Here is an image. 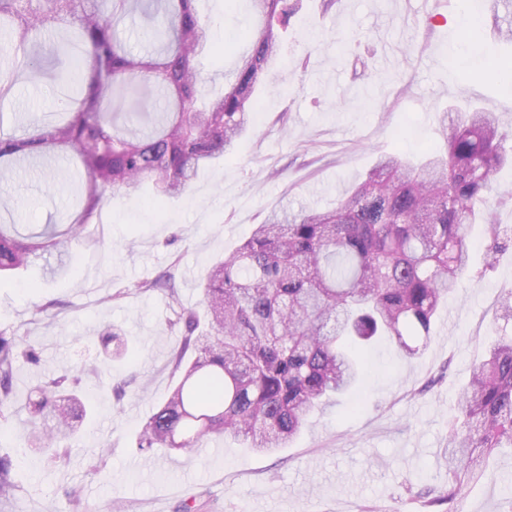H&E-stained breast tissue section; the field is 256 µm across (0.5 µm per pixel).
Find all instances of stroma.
I'll use <instances>...</instances> for the list:
<instances>
[{
	"label": "stroma",
	"mask_w": 512,
	"mask_h": 512,
	"mask_svg": "<svg viewBox=\"0 0 512 512\" xmlns=\"http://www.w3.org/2000/svg\"><path fill=\"white\" fill-rule=\"evenodd\" d=\"M225 53L204 57V92L224 90L239 52L238 32L254 25L249 0H198ZM512 62L482 0H304L288 25L278 68L234 151L200 172L187 197L164 208L149 189L113 199L62 256L45 255L0 278V330L34 346L40 364L18 360L11 406L0 415V457L11 463L0 512H512V450L485 461L486 477L453 506H428L425 488L448 483V424L457 393L498 336L512 335L500 300L512 292V205L469 233L470 272L437 314L425 352L406 358L389 343L368 357L362 382L315 413L287 448L257 453L237 438L221 454L193 448L140 454L134 440L173 386L171 358L181 334L163 292L139 282L173 272L180 303L197 307L218 257L235 251L278 206L329 209L379 155L437 153L451 108L471 104L512 126V88L493 70ZM59 89L21 80L0 123L55 118ZM78 183L63 165L22 166L0 180L21 232L58 224ZM49 312H39L42 304ZM118 328L120 354L105 346ZM94 366L84 379L94 408L59 458L23 449L28 400L50 374ZM124 383L126 394L113 388ZM78 488L80 505L64 488Z\"/></svg>",
	"instance_id": "stroma-1"
}]
</instances>
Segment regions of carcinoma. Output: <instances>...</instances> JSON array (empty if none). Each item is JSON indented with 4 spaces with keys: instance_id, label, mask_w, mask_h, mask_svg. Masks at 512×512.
<instances>
[{
    "instance_id": "obj_1",
    "label": "carcinoma",
    "mask_w": 512,
    "mask_h": 512,
    "mask_svg": "<svg viewBox=\"0 0 512 512\" xmlns=\"http://www.w3.org/2000/svg\"><path fill=\"white\" fill-rule=\"evenodd\" d=\"M196 0H0V40L20 54L0 75V108L22 74L53 78L43 43L60 32L56 53L79 45L87 75L61 79L68 117L30 126L17 136L0 123V178L17 166L52 159L77 173L83 191L64 224L22 234L0 223V276L31 259L62 252L112 196H131L146 180L163 200L188 194L200 169L233 151L250 125L258 92L275 70L283 33L300 0H250L263 23L246 30L224 92L206 101L200 59L212 50L210 21ZM500 35L512 39V0H492ZM141 15L152 48L135 53L120 27ZM445 151L420 163L382 155L365 180L328 211L274 210L207 274L208 330L179 305L175 276L135 285L162 291L179 306L168 321L181 331L172 357L181 378L138 433L140 453L194 448L230 434L256 452L287 448L309 416L356 386L365 367L358 352L378 337L406 357L421 354L442 301L460 287L469 265L468 234L500 229L489 202L494 173L509 160L504 129L475 109L444 130ZM19 360L17 342L0 331V414L9 408ZM67 377L51 376L29 400L28 445L49 450L70 438L90 405L77 396L62 406ZM448 426L452 478L428 505L453 503L484 476V458L512 448V336L494 343L473 367Z\"/></svg>"
}]
</instances>
